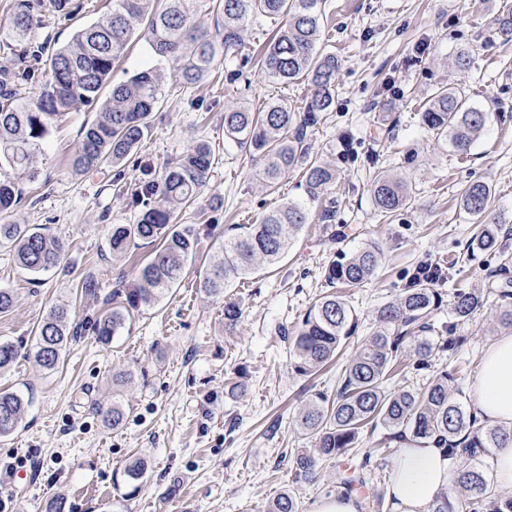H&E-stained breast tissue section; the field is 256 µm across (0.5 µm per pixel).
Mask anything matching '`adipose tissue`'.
Returning <instances> with one entry per match:
<instances>
[{"label": "adipose tissue", "instance_id": "obj_1", "mask_svg": "<svg viewBox=\"0 0 512 512\" xmlns=\"http://www.w3.org/2000/svg\"><path fill=\"white\" fill-rule=\"evenodd\" d=\"M474 401L488 424L512 428V334L498 336L484 353L472 383ZM457 468L428 442L401 448L387 488L389 512H428L455 486Z\"/></svg>", "mask_w": 512, "mask_h": 512}]
</instances>
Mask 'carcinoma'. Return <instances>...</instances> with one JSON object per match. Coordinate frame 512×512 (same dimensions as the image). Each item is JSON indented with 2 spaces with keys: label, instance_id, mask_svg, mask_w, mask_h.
Listing matches in <instances>:
<instances>
[{
  "label": "carcinoma",
  "instance_id": "obj_1",
  "mask_svg": "<svg viewBox=\"0 0 512 512\" xmlns=\"http://www.w3.org/2000/svg\"><path fill=\"white\" fill-rule=\"evenodd\" d=\"M200 0H112V13L76 28L72 40L52 50L43 74V90L34 97L22 95L21 87L34 77L32 62L41 51L32 42L41 25L43 0H16L9 23L0 35L22 45L11 67L0 68V242L13 246L23 269L40 273L61 266L67 243L28 224L11 220L22 201L19 181H35L40 174L43 141L52 125L76 105L94 107L95 120L82 126L80 142L72 159L77 173L119 167L151 129L153 113L164 102L161 77L147 66L118 83H110L115 63L124 56L135 35L143 33L152 56L173 66L184 85H195L217 69L225 58L238 52L242 32L252 17L278 22L274 37L265 45L261 68L271 78L292 83L310 79L314 93L303 111L280 102L254 108L239 105L224 110V138L245 148L263 161L266 188L275 191L282 179L302 169L308 200L336 182V168L307 153L306 140L327 112L336 94L337 63L334 54L322 48L323 0H207L217 16L215 29L196 22ZM57 17L76 18L80 0H53ZM423 124L440 140L466 151L492 120L453 87H442L421 115ZM213 154L206 143H198L170 162L155 179L133 196L140 207L135 224H114L110 246L122 254L138 240L157 243L152 256L142 264L131 287L112 292V308L83 323H73L64 308L54 307L37 325L25 353L11 341L0 340V372L14 368L20 357L31 358L46 371L57 369L67 344L88 329L102 344H108L124 329L134 312L158 302L179 281L182 270L198 246L196 228L173 223L174 210L192 206L209 181ZM371 194L378 214L390 219L408 200L406 184L384 171L371 175ZM463 211L475 224L470 254L499 249L505 220L489 213L492 187L475 180L459 193ZM307 223L301 202L287 201L267 213L259 224H242L238 233L219 243L218 260L200 281L210 296L251 276L259 265L277 264L292 245L294 235ZM382 252L367 243L351 254H343L325 271L328 290L321 293L295 328L292 339L297 372L311 375L337 358L354 335L357 314L344 296L332 291L341 284L360 287L380 265ZM498 297L499 324L512 331V274L500 267L482 290L456 288L448 323L435 343L423 333L434 329L432 314L443 302L435 283L411 280L392 301L375 312L377 330L347 362L336 398L318 393L298 413L302 434L314 442V450L302 449L294 456L297 481L313 482L323 460H338L354 447L359 430L376 422L389 430L384 444L430 441L448 451L459 466L457 488L463 498L449 501L442 495L429 512H512V497L497 493L482 457L490 448L512 444V428L485 429L477 412L449 392L455 378L448 370H437L429 382L414 389H388L397 376L402 354L417 369L430 367L437 352L454 356L465 342L456 328L481 311L489 296ZM28 401L20 394L0 392V437L13 433L23 422ZM103 421L118 429L125 409L118 400L100 409ZM360 465L352 475L336 477V490L350 495L368 485L371 475ZM147 464L141 458L129 462L125 475L139 490ZM267 512H298L296 495L285 490Z\"/></svg>",
  "mask_w": 512,
  "mask_h": 512
}]
</instances>
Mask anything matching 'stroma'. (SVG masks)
I'll return each mask as SVG.
<instances>
[{"mask_svg":"<svg viewBox=\"0 0 512 512\" xmlns=\"http://www.w3.org/2000/svg\"><path fill=\"white\" fill-rule=\"evenodd\" d=\"M77 20L45 13L33 37L45 50L70 42L77 25L101 19L111 0H85ZM325 49L335 55L336 96L308 138L312 154L335 165L337 178L319 200L306 201L299 174L267 193L262 164L224 141V109L278 101L301 109L312 85L268 78L260 53L274 27L250 20L242 51L228 57L201 84L182 85L166 62L165 102L149 135L121 169L75 173L70 165L84 123L96 109L76 106L43 143L41 174L24 183L15 222L43 228L68 245L64 268L40 275L21 269L9 244L0 245V289L15 296L0 316V339L29 341L51 307L72 318L95 317L103 300L129 285L135 262L153 251L139 243L116 256L113 225L134 224L132 193L192 144L215 151L207 187L197 204L176 217L194 225L199 242L172 290L127 321L110 345L93 335L67 348L58 369L20 360L0 374V391L29 402L22 426L0 438V512H45L62 499L65 512H266L280 492L294 490L299 512L336 492V465L322 464L317 484L293 481L296 449L310 447L296 422L301 405L318 392L335 397L341 366L376 327L374 312L396 298L414 265L438 257L453 261V278L440 284L444 300L455 287L482 288L500 265L512 268V236L499 252L470 256L471 226L460 207L463 184L480 179L493 189L491 210L512 223V41L498 33L512 19V0H325ZM467 52L468 69L456 56ZM237 71L235 83L225 72ZM457 88L492 125L468 151H456L423 125L420 114L438 87ZM402 178L410 200L391 221L380 219L368 174L373 168ZM305 202L309 222L275 268L227 289L224 298L198 287L216 247L232 224H256L282 202ZM374 241L382 261L364 287L353 289L359 326L338 365L313 376L294 369L281 328L294 327L325 288L324 272L341 254ZM98 282V296L77 299L79 280ZM237 302L236 325L224 322L225 301ZM496 307L487 304L457 329L466 342L453 369L464 401L481 355L502 334ZM131 372L113 388L112 375ZM120 396L126 422L104 425L99 406ZM148 463L144 486L133 492L124 468ZM27 471L25 483L14 471Z\"/></svg>","mask_w":512,"mask_h":512,"instance_id":"stroma-1","label":"stroma"}]
</instances>
